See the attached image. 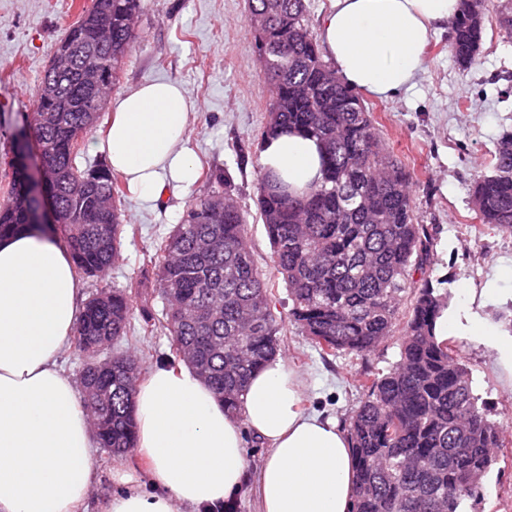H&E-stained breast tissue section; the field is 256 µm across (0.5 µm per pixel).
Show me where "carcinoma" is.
<instances>
[{
	"mask_svg": "<svg viewBox=\"0 0 512 512\" xmlns=\"http://www.w3.org/2000/svg\"><path fill=\"white\" fill-rule=\"evenodd\" d=\"M144 8L145 0H94L60 40L57 66L46 70L25 116L50 173L53 230L62 232L76 268L100 280L127 231L125 192L104 164L79 169L75 151L118 81ZM492 14L512 37V0H472L456 16L448 51L463 68L477 61ZM248 25L272 86L261 140L300 129L325 150L321 183L301 196L259 177L257 209L288 287L290 321L323 356H363L400 337L393 368L360 374V405L344 421L356 464L351 512H463L482 494L503 429L473 394L466 364L436 336L447 297L427 275L434 239L418 221L412 173L387 151L359 95L322 59L305 0H248ZM92 55L105 80L89 88L83 75ZM470 195L481 223L512 234V132L496 140L492 172L473 180ZM38 208L26 176L14 171L0 236L43 229L34 222ZM148 296L163 308L146 330L171 336L178 361L232 411L243 409L251 375L277 353L271 291L254 264L245 215L231 194L211 190L160 241L153 267L122 288L103 285L76 322L84 409L101 447L117 455L136 447L138 363L126 352L102 359L100 350L126 335L133 299Z\"/></svg>",
	"mask_w": 512,
	"mask_h": 512,
	"instance_id": "1",
	"label": "carcinoma"
}]
</instances>
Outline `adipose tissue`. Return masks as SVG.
I'll return each mask as SVG.
<instances>
[{
    "mask_svg": "<svg viewBox=\"0 0 512 512\" xmlns=\"http://www.w3.org/2000/svg\"><path fill=\"white\" fill-rule=\"evenodd\" d=\"M331 2L320 22L324 56L344 83L378 97L411 85L431 31L460 9V0ZM112 109L105 135L88 149L103 154L138 199L159 200L170 181L185 189L194 183L184 141L195 104L180 85H141ZM260 165L299 194L323 177L319 144L293 130L266 141ZM82 289L58 238H0V512H77L93 488L97 443L62 367ZM436 334L493 345L512 377V338H497L469 307L442 310ZM302 390V377L273 357L251 377L238 415L188 366H155L135 394L137 448L151 489L112 496L103 512H218L249 481L258 512H350L348 437L336 419L305 409ZM247 429L267 448L253 474Z\"/></svg>",
    "mask_w": 512,
    "mask_h": 512,
    "instance_id": "adipose-tissue-1",
    "label": "adipose tissue"
}]
</instances>
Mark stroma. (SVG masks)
Segmentation results:
<instances>
[{"instance_id":"obj_1","label":"stroma","mask_w":512,"mask_h":512,"mask_svg":"<svg viewBox=\"0 0 512 512\" xmlns=\"http://www.w3.org/2000/svg\"><path fill=\"white\" fill-rule=\"evenodd\" d=\"M93 0H0V203L12 179L14 140L32 111L38 88L67 28ZM247 0H148L113 89L120 96L155 80L180 83L195 101L185 144L198 164L187 189L171 183L159 202L124 200L132 232L106 280L84 278L85 295L101 283L125 286L155 254V245L179 223L194 198L206 194L207 174L220 173L247 213L251 252L273 292L272 311L281 324L278 354L304 382L308 411L344 420L357 406L356 377L362 370L387 372L399 359L397 340L365 356H321L308 336L289 320L292 302L272 263V247L255 204L258 195V138L271 101L246 29ZM448 27L425 50L423 71L411 88L379 99L365 96L389 152L413 174L412 198L420 223L435 238L429 275L450 302L466 304L461 285L494 281L495 295L478 307L479 317L500 330L512 327V235L481 223L470 204L474 177L492 169L498 136L512 128V39L489 25L477 65L460 67L448 52ZM472 373V390L504 423L505 446L483 480V494L467 512H512V382L488 346L451 337ZM98 480L82 512H101L109 497L123 492L114 471L142 474L136 451L115 457L97 449Z\"/></svg>"}]
</instances>
